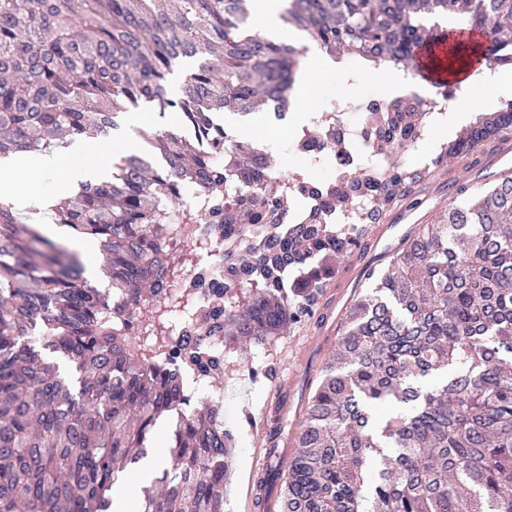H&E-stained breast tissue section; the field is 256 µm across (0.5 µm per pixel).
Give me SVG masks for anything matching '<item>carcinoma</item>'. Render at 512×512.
Instances as JSON below:
<instances>
[{"instance_id":"1","label":"carcinoma","mask_w":512,"mask_h":512,"mask_svg":"<svg viewBox=\"0 0 512 512\" xmlns=\"http://www.w3.org/2000/svg\"><path fill=\"white\" fill-rule=\"evenodd\" d=\"M452 17L483 31L494 65H512V0H287L284 26L332 59L411 69V49ZM252 0H0V158L43 150L59 135H121L122 114L149 106L180 115L149 139L156 153L113 157L112 181L85 183L53 209L108 257L112 293L85 265L0 201V512H126L119 477L152 448L166 463L137 512H224L236 447L224 409L191 405L183 376L224 378L205 337L248 354L306 321L336 257L369 235L383 206L429 172L397 162L382 175L348 171L325 206L370 192L359 224L308 221L274 232L290 188L265 182L269 158L217 122L293 102L299 47L255 30ZM194 62L181 92L174 66ZM371 148L416 140L425 113L383 103ZM512 127V101L481 114L434 159ZM243 180L233 209L221 197ZM224 228V277L235 289L181 331L177 291L194 241L169 245L183 187ZM342 319L290 434L270 439L276 464L259 478L263 512H512V174L406 235L388 266L371 269ZM40 332L42 343L31 336ZM155 344L143 348L139 337ZM71 363L72 382L53 357ZM172 436L153 439L161 417Z\"/></svg>"}]
</instances>
